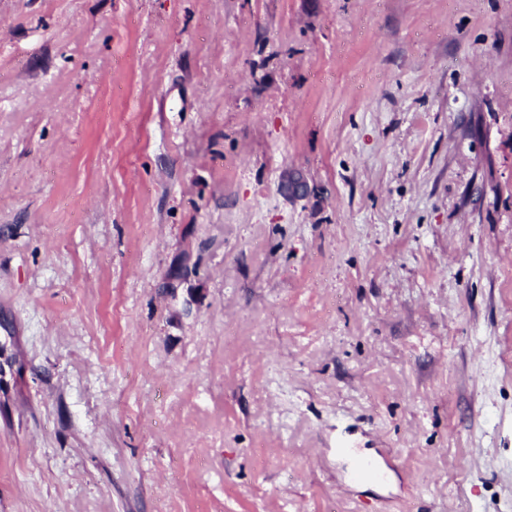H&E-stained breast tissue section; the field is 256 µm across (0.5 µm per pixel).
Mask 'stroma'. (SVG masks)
Listing matches in <instances>:
<instances>
[{"mask_svg": "<svg viewBox=\"0 0 512 512\" xmlns=\"http://www.w3.org/2000/svg\"><path fill=\"white\" fill-rule=\"evenodd\" d=\"M0 512H512V0H0Z\"/></svg>", "mask_w": 512, "mask_h": 512, "instance_id": "35a3bbf8", "label": "stroma"}]
</instances>
